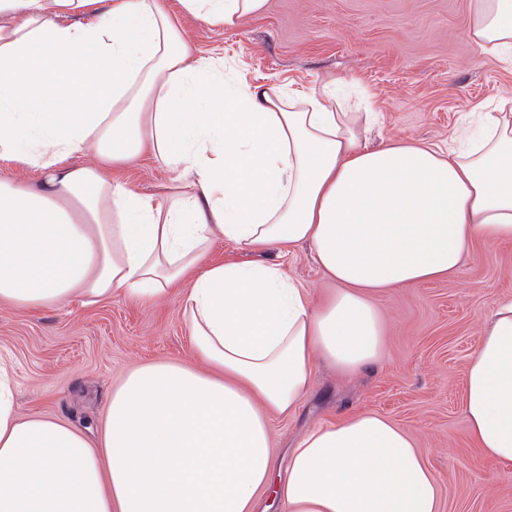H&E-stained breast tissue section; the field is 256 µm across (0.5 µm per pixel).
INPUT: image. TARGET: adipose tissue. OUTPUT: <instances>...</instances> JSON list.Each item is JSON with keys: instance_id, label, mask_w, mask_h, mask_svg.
Segmentation results:
<instances>
[{"instance_id": "obj_1", "label": "adipose tissue", "mask_w": 512, "mask_h": 512, "mask_svg": "<svg viewBox=\"0 0 512 512\" xmlns=\"http://www.w3.org/2000/svg\"><path fill=\"white\" fill-rule=\"evenodd\" d=\"M267 0H180L236 26ZM472 51L512 60V0H472ZM373 116L306 90L253 86L193 58L159 0H0V304L122 295L150 303L189 279L183 310L203 370L155 363L112 392L97 439L20 418L0 365V512H441L412 437L374 413L319 425L279 470L267 415L288 416L317 362L377 360L378 291L453 276L474 242L512 240V95L458 126L451 151L370 148ZM89 151L94 162L73 157ZM150 155L177 178L153 199L113 181ZM309 245L333 288L314 298L279 263L210 264ZM478 448L512 462V298L466 376Z\"/></svg>"}]
</instances>
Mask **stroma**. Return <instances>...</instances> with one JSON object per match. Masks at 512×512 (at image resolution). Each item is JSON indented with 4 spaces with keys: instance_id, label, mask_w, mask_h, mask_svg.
Masks as SVG:
<instances>
[{
    "instance_id": "stroma-1",
    "label": "stroma",
    "mask_w": 512,
    "mask_h": 512,
    "mask_svg": "<svg viewBox=\"0 0 512 512\" xmlns=\"http://www.w3.org/2000/svg\"><path fill=\"white\" fill-rule=\"evenodd\" d=\"M197 57L224 60L253 85L307 89L331 79L353 87L378 114L367 142L423 140L447 147L463 117L512 93V65L476 55L466 43L472 0H267L265 11L232 28L182 15L163 0ZM118 179L160 196L175 172L144 157ZM215 262L282 261L310 292L328 281L308 245L241 252L224 239ZM183 285L140 305L115 297L42 310L0 306V364L17 386L20 415L42 414L97 435L113 388L131 369L176 361L194 365ZM512 298V242L477 244L457 273L391 288L372 302L382 321L378 360L344 376L319 364L299 409L270 415L279 468L302 435L361 412L385 416L415 440L437 479L443 512H512V463L475 448L462 412L466 371L485 320Z\"/></svg>"
}]
</instances>
